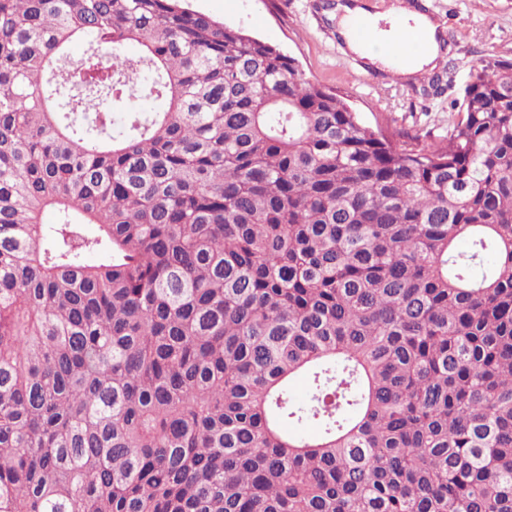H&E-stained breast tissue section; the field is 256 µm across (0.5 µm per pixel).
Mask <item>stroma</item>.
Wrapping results in <instances>:
<instances>
[{"instance_id":"obj_1","label":"stroma","mask_w":512,"mask_h":512,"mask_svg":"<svg viewBox=\"0 0 512 512\" xmlns=\"http://www.w3.org/2000/svg\"><path fill=\"white\" fill-rule=\"evenodd\" d=\"M335 0H187L224 25L272 44L294 58L311 82L340 94L366 123L408 140L437 142L480 63L512 60V0H421L450 37L434 72L397 80L374 77L348 53L326 12Z\"/></svg>"}]
</instances>
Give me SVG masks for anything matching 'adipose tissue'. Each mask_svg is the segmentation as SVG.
Masks as SVG:
<instances>
[{
    "label": "adipose tissue",
    "instance_id": "adipose-tissue-1",
    "mask_svg": "<svg viewBox=\"0 0 512 512\" xmlns=\"http://www.w3.org/2000/svg\"><path fill=\"white\" fill-rule=\"evenodd\" d=\"M355 11V6L348 4L347 0H337L328 16L335 19L338 33L348 50L366 60L374 69L394 70L403 76L411 77L437 66L441 57L437 41L440 25L432 16L422 12L403 15L394 9L385 14L387 27L380 32L381 40L404 42L410 35L415 34L420 36L423 42L422 49L416 54L396 58L368 48L350 36L347 21Z\"/></svg>",
    "mask_w": 512,
    "mask_h": 512
}]
</instances>
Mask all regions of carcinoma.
<instances>
[{
  "label": "carcinoma",
  "instance_id": "cac0c4a2",
  "mask_svg": "<svg viewBox=\"0 0 512 512\" xmlns=\"http://www.w3.org/2000/svg\"><path fill=\"white\" fill-rule=\"evenodd\" d=\"M182 2L0 0V512H512V61L406 143Z\"/></svg>",
  "mask_w": 512,
  "mask_h": 512
}]
</instances>
